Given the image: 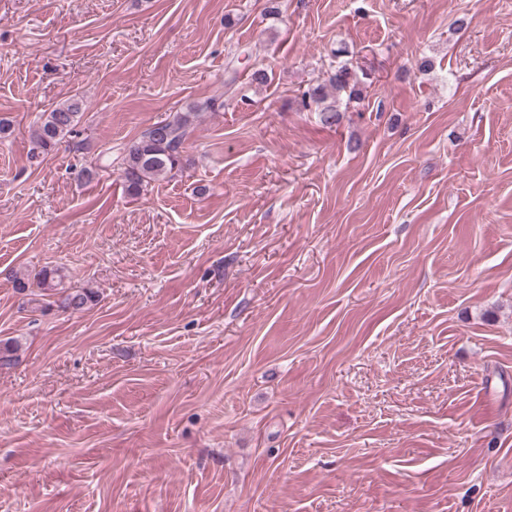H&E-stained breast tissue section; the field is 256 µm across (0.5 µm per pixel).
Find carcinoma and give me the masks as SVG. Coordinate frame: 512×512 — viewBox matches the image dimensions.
I'll use <instances>...</instances> for the list:
<instances>
[{
    "instance_id": "cac0c4a2",
    "label": "carcinoma",
    "mask_w": 512,
    "mask_h": 512,
    "mask_svg": "<svg viewBox=\"0 0 512 512\" xmlns=\"http://www.w3.org/2000/svg\"><path fill=\"white\" fill-rule=\"evenodd\" d=\"M346 96V103L362 102L368 94L366 74L358 73L350 61H341L330 68L325 83L310 86L301 94V103L322 114V120L339 124L342 119L337 102H329L330 93ZM83 100L75 95L43 114V120L34 130V152L47 154L68 137L78 135L77 126ZM196 112H177L165 119L163 132L149 129L128 145L122 156V175L128 195L137 197L160 177L184 167V144L192 131ZM65 274L60 268L46 269L41 275L40 286L56 292L58 308L72 313L81 312L96 301L94 291L64 286Z\"/></svg>"
}]
</instances>
